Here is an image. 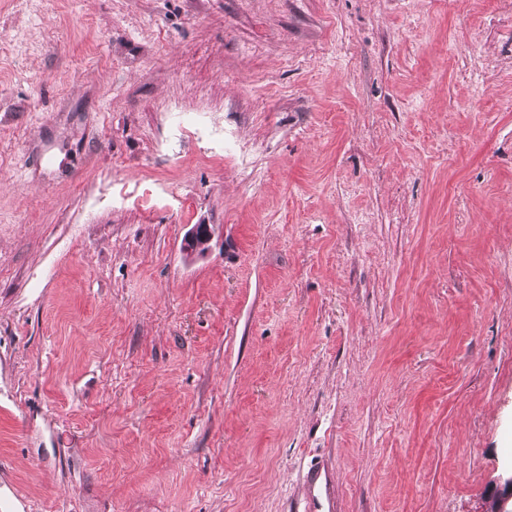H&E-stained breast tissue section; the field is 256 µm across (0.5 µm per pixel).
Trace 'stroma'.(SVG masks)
<instances>
[{"instance_id":"stroma-1","label":"stroma","mask_w":512,"mask_h":512,"mask_svg":"<svg viewBox=\"0 0 512 512\" xmlns=\"http://www.w3.org/2000/svg\"><path fill=\"white\" fill-rule=\"evenodd\" d=\"M322 460L342 512L512 478V0H0V512Z\"/></svg>"}]
</instances>
